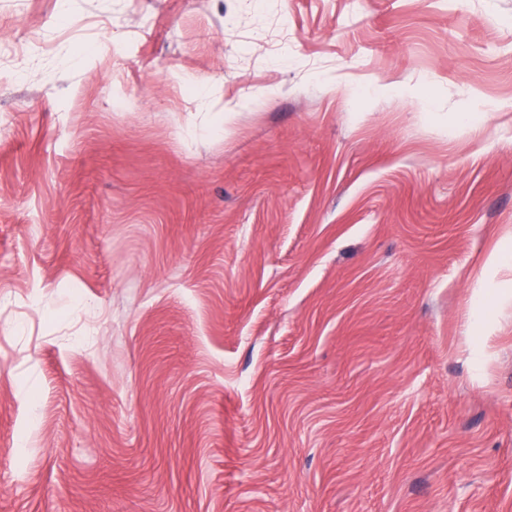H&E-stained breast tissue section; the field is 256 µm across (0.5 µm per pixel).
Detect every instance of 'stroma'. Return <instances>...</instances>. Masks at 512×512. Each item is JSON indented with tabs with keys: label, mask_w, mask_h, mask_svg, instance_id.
Here are the masks:
<instances>
[{
	"label": "stroma",
	"mask_w": 512,
	"mask_h": 512,
	"mask_svg": "<svg viewBox=\"0 0 512 512\" xmlns=\"http://www.w3.org/2000/svg\"><path fill=\"white\" fill-rule=\"evenodd\" d=\"M0 512H512V0H0Z\"/></svg>",
	"instance_id": "stroma-1"
}]
</instances>
